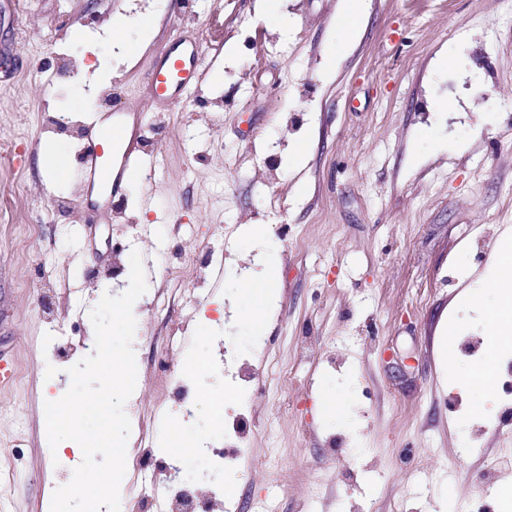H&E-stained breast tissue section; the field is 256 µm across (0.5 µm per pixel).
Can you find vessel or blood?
<instances>
[{
  "label": "vessel or blood",
  "instance_id": "vessel-or-blood-1",
  "mask_svg": "<svg viewBox=\"0 0 512 512\" xmlns=\"http://www.w3.org/2000/svg\"><path fill=\"white\" fill-rule=\"evenodd\" d=\"M196 41L178 36L172 38L159 56L154 69L147 75V84L162 104L181 97L200 77ZM125 141L122 161L117 166H105L104 157L110 146ZM138 144L137 139L123 140L116 124L96 123L80 156V170L88 185L118 187L122 181L138 178L139 173L129 164Z\"/></svg>",
  "mask_w": 512,
  "mask_h": 512
}]
</instances>
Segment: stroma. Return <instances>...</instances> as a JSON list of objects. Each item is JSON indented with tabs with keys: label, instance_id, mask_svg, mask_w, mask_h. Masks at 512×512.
<instances>
[{
	"label": "stroma",
	"instance_id": "35a3bbf8",
	"mask_svg": "<svg viewBox=\"0 0 512 512\" xmlns=\"http://www.w3.org/2000/svg\"><path fill=\"white\" fill-rule=\"evenodd\" d=\"M344 3L278 0L282 29L258 0H0V200L21 218L0 221V512H50L80 464L81 452L49 447L46 391L94 354L89 313L125 291L135 250L148 290L134 305L125 412H161L162 443L176 423L222 441L225 413L244 410L248 454L224 472L239 512L269 491L272 443L280 512H512V434L499 420L512 386L498 368L480 396L459 383L475 358L441 356L450 318L458 340L512 357L461 298L491 305L495 250L512 236V0H362L347 44ZM143 13L156 26L129 61L110 24ZM181 31L200 43L202 75L162 105L145 76ZM115 108L139 117L136 161L157 175L89 194L79 154L94 117ZM56 144L68 155L59 182L42 163ZM254 224L265 240L246 236ZM209 247L223 249V273L203 263ZM270 259L280 282L255 335L240 282ZM170 266L186 293L158 314ZM224 347L255 378L220 415L223 377L190 365ZM272 361L287 396L270 390ZM188 373L190 418L170 385ZM328 392L343 419L322 411ZM489 456L503 462L491 475Z\"/></svg>",
	"mask_w": 512,
	"mask_h": 512
}]
</instances>
